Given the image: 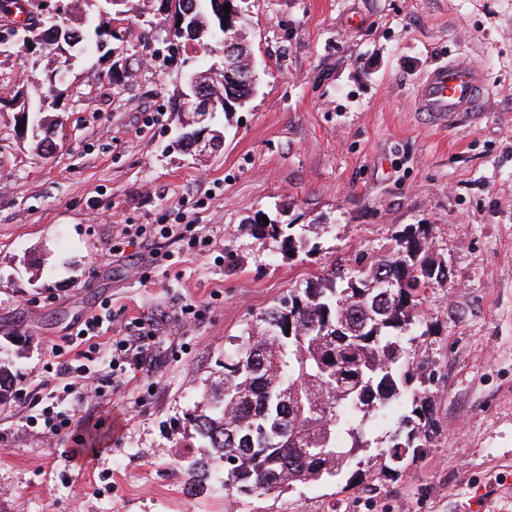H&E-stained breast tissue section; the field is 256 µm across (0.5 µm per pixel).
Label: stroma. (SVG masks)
Returning a JSON list of instances; mask_svg holds the SVG:
<instances>
[{
  "label": "stroma",
  "instance_id": "stroma-1",
  "mask_svg": "<svg viewBox=\"0 0 512 512\" xmlns=\"http://www.w3.org/2000/svg\"><path fill=\"white\" fill-rule=\"evenodd\" d=\"M255 94L217 116L224 143L190 154L169 99L208 65L161 37L142 44L129 12L124 75L75 52L71 90L51 109L57 149L19 138L16 91L34 93L43 53L11 37L0 53V512H512V0H244ZM463 52L489 88L475 116L436 127L417 112L420 78ZM314 224L288 256L251 235L255 215ZM187 224L185 239L159 227ZM408 224L431 227L448 279L424 295L418 346L437 372L430 448L393 475H342L261 496L189 488L184 419L224 376V346L256 314ZM140 227L134 241L125 226ZM106 332L67 339L92 315ZM138 320L146 341L129 334ZM24 341L13 344L9 337ZM142 349L130 369L120 342ZM55 398H47V390ZM112 424L102 453L73 461L71 438L28 427L62 412Z\"/></svg>",
  "mask_w": 512,
  "mask_h": 512
}]
</instances>
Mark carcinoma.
Here are the masks:
<instances>
[{
	"label": "carcinoma",
	"mask_w": 512,
	"mask_h": 512,
	"mask_svg": "<svg viewBox=\"0 0 512 512\" xmlns=\"http://www.w3.org/2000/svg\"><path fill=\"white\" fill-rule=\"evenodd\" d=\"M86 16L38 19L28 40L46 51L51 69L36 84L43 103L55 105L70 89L53 90L46 77L60 75L67 54L78 45L89 54L113 53L124 42L106 15L125 13L129 0H83ZM161 19L175 39L196 41L211 54L222 39L212 0H155ZM195 7L192 29L179 33V16ZM186 88L172 111L192 133L197 113L183 108ZM263 238L280 241L281 250L297 254L305 237L285 234L291 225L252 224ZM431 225L408 224L396 232L393 251L371 263L337 267L293 289L262 311L247 335L224 348V378L211 389L204 409L186 418L188 438L203 453L181 457L180 469L191 487L214 479L224 493L260 496L295 484L339 475L362 451L375 444L374 424L390 419L391 406L409 398L410 410L383 441L376 457L401 474L430 447L436 430L431 387L417 330L425 325L418 307L426 290L448 278V266L430 253ZM390 275L399 287H371L376 272ZM10 365L0 360V403L13 392Z\"/></svg>",
	"instance_id": "1"
}]
</instances>
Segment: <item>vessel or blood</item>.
Listing matches in <instances>:
<instances>
[{"label":"vessel or blood","instance_id":"b4317fda","mask_svg":"<svg viewBox=\"0 0 512 512\" xmlns=\"http://www.w3.org/2000/svg\"><path fill=\"white\" fill-rule=\"evenodd\" d=\"M486 95L470 59L435 63L418 85L417 111L439 126H454L466 112H476Z\"/></svg>","mask_w":512,"mask_h":512}]
</instances>
